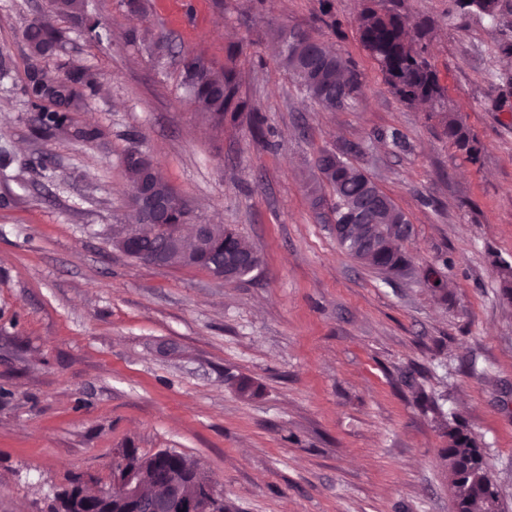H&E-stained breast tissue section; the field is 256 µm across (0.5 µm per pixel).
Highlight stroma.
Wrapping results in <instances>:
<instances>
[{"instance_id":"35a3bbf8","label":"stroma","mask_w":512,"mask_h":512,"mask_svg":"<svg viewBox=\"0 0 512 512\" xmlns=\"http://www.w3.org/2000/svg\"><path fill=\"white\" fill-rule=\"evenodd\" d=\"M363 0H85L88 41L49 0H0V512H51L74 479L109 483L113 451L162 448L199 461L231 512H455L438 456L439 417L483 447L512 512V109H496L512 63L498 26L451 16L453 0H383L427 27L431 62L476 135L478 162L449 146L427 110L392 94L361 47ZM64 45L33 60L35 19ZM287 26L349 57L363 96L323 111L277 64ZM174 47L164 67L146 50ZM233 69L267 118L215 128L186 90L182 60ZM89 68L101 83L72 133L37 130L23 93L32 66ZM94 127L91 143L74 130ZM354 164L413 228L411 276L394 281L342 251L311 205L322 148ZM147 152L200 220L257 251L252 278L147 265L113 248L129 223L122 159ZM444 264L448 297L422 283ZM250 379L241 399L231 377Z\"/></svg>"}]
</instances>
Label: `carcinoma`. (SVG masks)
<instances>
[{
  "instance_id": "carcinoma-1",
  "label": "carcinoma",
  "mask_w": 512,
  "mask_h": 512,
  "mask_svg": "<svg viewBox=\"0 0 512 512\" xmlns=\"http://www.w3.org/2000/svg\"><path fill=\"white\" fill-rule=\"evenodd\" d=\"M460 9L496 22L502 15L501 0H479L474 7H467L458 0ZM58 13L81 19L85 14V0H52ZM359 41L362 48L378 64L385 81L394 94L405 104L414 106L429 103L430 116L435 118L448 143L465 152L470 161L479 157L477 141L463 117L450 104L447 89L440 84L426 43V30L412 25L410 20L394 10L365 7L358 18ZM299 39L287 46L280 54V65L295 80L302 92L312 101H318L320 91L328 83L341 79L355 92L364 93L366 85L353 61L335 52L324 42L306 30H298ZM63 35L40 20H33L23 32V39L33 57H41L55 50ZM185 84L198 112L207 115L218 124L231 115L237 119L246 115L253 136L266 137V117L257 108L240 100L239 83L231 69L216 71L207 66L201 57L190 56L183 61ZM99 82L87 68L69 65L63 75L32 78L25 93L34 109V121L44 130L64 131L71 123L70 113L85 106L87 99L96 94ZM333 149L320 150L315 168L320 183L310 190L312 204L330 208L339 220L349 206L361 200L373 204L377 219L374 226L378 244L368 248L355 235L341 246L359 263L387 275L403 278L411 270V264L403 246L395 242L394 226L407 224V215L393 200L380 190L364 169L354 165L346 155ZM130 187L145 180L152 182L156 195L165 202L173 220L184 216L180 211L181 198L175 189L160 176L151 158L140 155L124 166ZM331 191V199L322 194L321 185ZM208 243L211 252L205 261L197 259V243L184 246L183 251L170 255L166 262L172 268H196L210 271L216 264L230 271H238L240 255H254L256 251L235 230L222 224L214 225ZM161 252V243L155 227L140 228L138 240L126 246L125 254L140 262ZM439 430L447 440V447L440 449L448 473V485L454 500L455 512H500L501 504L496 484L489 473L486 456L476 437L459 421L442 420ZM112 485L103 486L97 481L73 480L70 488L58 495L59 506L53 512H104L100 492Z\"/></svg>"
}]
</instances>
